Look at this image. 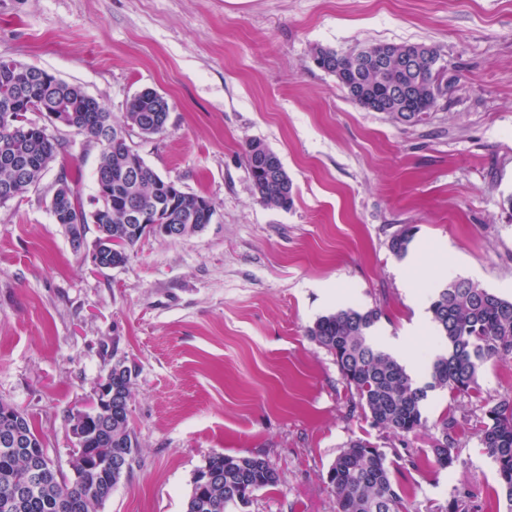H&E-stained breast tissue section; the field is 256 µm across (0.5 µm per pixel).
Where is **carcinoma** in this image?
<instances>
[{
  "instance_id": "1",
  "label": "carcinoma",
  "mask_w": 512,
  "mask_h": 512,
  "mask_svg": "<svg viewBox=\"0 0 512 512\" xmlns=\"http://www.w3.org/2000/svg\"><path fill=\"white\" fill-rule=\"evenodd\" d=\"M384 47L383 43L362 46L359 70L349 52L316 47L313 54L322 57L321 70L334 76L359 107L384 112L395 121L406 112L419 118L428 114L440 92V72L428 66L436 57L435 49L425 46L420 70L405 73L394 62L384 71L378 69L375 58ZM20 66L22 63L14 59L0 57V115L8 105L16 106L17 125L11 132L0 127V190H10L15 199L24 196L56 160L62 143L34 125L28 109L42 103L59 105L68 111L72 130L101 148L96 181L105 192L95 196L99 209L96 240L105 237L112 241L104 263L126 265L130 251L142 237L136 233L139 225L125 219L129 205L162 224L199 227L210 223L213 213L198 205L205 196L183 191L178 183L162 178L148 166L126 138L113 132L112 113L102 103L76 84L54 83L34 71L17 79L16 68ZM358 74L368 84L364 97L351 89ZM168 111L169 102L160 101L148 90L127 103L123 124L141 135L162 134ZM245 155L251 180L261 187L259 201L270 208L289 209L293 182L283 164L274 166L259 156L252 140L245 144ZM58 179L69 186L70 197L52 204L51 211L55 222L66 226L78 251L84 244L87 224H72L67 215L83 214L85 207L67 173L60 172ZM429 310L448 352L434 360L431 382L425 386L417 385L402 364L370 339V330L381 318L380 310L339 309L320 317L309 328L308 336L336 361L349 393L350 413L358 411L374 426L407 436L427 423L422 403L428 391L446 390L454 400L477 398L482 365L512 355V300L469 279L456 278L438 291ZM135 374L127 359L112 362L110 385L121 393L123 402L104 409L87 428L80 449L71 451L69 467L79 471L78 481L48 458L49 476L33 478L29 455L35 449L45 450L43 437L27 413L0 400V512H100L112 491L130 474L139 454L128 407ZM6 411L13 418H4ZM460 426L461 419L452 410L434 424L440 438L432 452L442 469L458 462L455 435ZM478 434L481 447L496 463L500 492L512 504V398H504L485 411ZM107 452L120 460V471L81 468L80 462ZM278 482L277 471L262 457L214 452L193 475L185 512H244L257 491ZM326 483L335 496L336 512H406L385 452L366 439L347 442L329 467ZM471 498L467 486L458 487L439 512H469Z\"/></svg>"
}]
</instances>
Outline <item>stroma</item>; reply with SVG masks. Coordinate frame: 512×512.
<instances>
[{
  "label": "stroma",
  "instance_id": "stroma-1",
  "mask_svg": "<svg viewBox=\"0 0 512 512\" xmlns=\"http://www.w3.org/2000/svg\"><path fill=\"white\" fill-rule=\"evenodd\" d=\"M417 42L447 81L411 125L355 105L317 68L314 47ZM0 56L80 85L122 122L143 89L170 104L167 129L130 143L161 177L214 204L183 239L142 238L128 263L99 269L96 236L74 250L50 211L59 173L84 201L98 144L66 128L39 185L0 206V400L25 410L68 469V410L86 405L113 356L136 366L129 410L141 448L101 512H184L212 453L261 456L277 486L246 512H336L326 473L353 438L391 455L410 512H436L455 486L477 512H512L479 445L485 410L512 397V356L485 364L481 397L456 409L459 461L439 468L435 422L403 438L350 415L331 354L311 340L339 307L377 308L376 345L405 337L398 361L430 382L447 345L419 313L463 277L512 299V0H0ZM257 139L293 181L290 209L262 205L244 145ZM411 229L421 275L400 277L392 236ZM409 447L412 459L395 457Z\"/></svg>",
  "mask_w": 512,
  "mask_h": 512
}]
</instances>
